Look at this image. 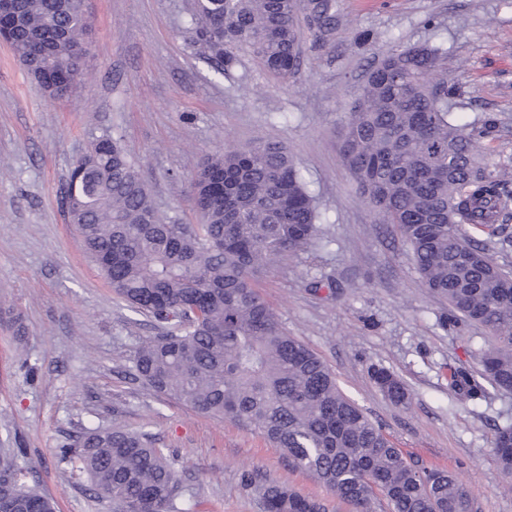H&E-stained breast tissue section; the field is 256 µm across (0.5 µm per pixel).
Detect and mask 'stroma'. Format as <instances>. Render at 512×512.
<instances>
[{
  "instance_id": "1",
  "label": "stroma",
  "mask_w": 512,
  "mask_h": 512,
  "mask_svg": "<svg viewBox=\"0 0 512 512\" xmlns=\"http://www.w3.org/2000/svg\"><path fill=\"white\" fill-rule=\"evenodd\" d=\"M84 79L44 95L0 40V448H21L33 484L57 512H112L63 455L86 430L150 433L181 478L175 512H263L266 480L352 512L287 454L236 424L154 394L128 358L161 325L118 298L88 257L61 198L76 162L110 134L156 207L197 223L185 191L204 158L225 145H286L316 197L320 233L258 286L281 326L335 373L342 392L380 425L411 464L452 471L473 512H512V477L494 453L512 426V391L460 401L452 371L488 341L454 325L446 302L420 284L410 248L379 223L345 168L341 132L366 73L391 46L446 54L455 113L493 119L479 150L512 156V0H340L347 26L331 46L304 37L300 65L281 80L247 52L213 77L190 30V0H88ZM375 32L374 49L354 42ZM398 376L411 404L386 400L371 367Z\"/></svg>"
}]
</instances>
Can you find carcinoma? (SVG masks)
<instances>
[{
	"instance_id": "cac0c4a2",
	"label": "carcinoma",
	"mask_w": 512,
	"mask_h": 512,
	"mask_svg": "<svg viewBox=\"0 0 512 512\" xmlns=\"http://www.w3.org/2000/svg\"><path fill=\"white\" fill-rule=\"evenodd\" d=\"M82 0H12L0 21L28 37L15 56L50 97L84 76ZM339 0H193L196 53L225 74L246 50L286 81L299 66L303 31L323 46L343 26ZM444 52L419 45L389 49L352 103L341 153L357 188L411 249L422 285L448 301L454 318L486 328L477 370H456L449 387L480 400L485 388L512 391V272L465 226L503 232L512 220V157L489 166L477 143L492 127L462 124L448 101ZM64 192L85 250L130 308L171 328L143 340L128 358L150 391L201 415L229 420L283 449L354 512L376 494L390 512H472L467 491L443 469H417L382 429L340 390L335 374L288 335L255 281L320 232L315 198L278 142L226 145L195 175L189 200L198 224L162 215L134 165L111 135L99 136ZM371 378L396 405L409 402L389 370ZM494 452L512 476V428L496 431ZM96 498L112 512H169L179 494L173 462L146 432L89 429L67 450ZM18 456L0 463V512H56L29 486ZM263 512H326L320 500L269 483Z\"/></svg>"
}]
</instances>
